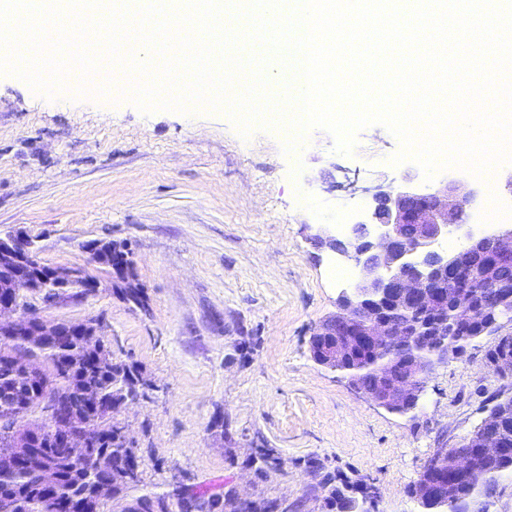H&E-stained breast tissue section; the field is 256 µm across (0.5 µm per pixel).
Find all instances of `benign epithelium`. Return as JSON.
<instances>
[{
  "mask_svg": "<svg viewBox=\"0 0 512 512\" xmlns=\"http://www.w3.org/2000/svg\"><path fill=\"white\" fill-rule=\"evenodd\" d=\"M476 196L475 184L463 175L450 178L432 192L403 184L378 191L366 220L347 224L341 232L322 227L313 237L315 246L351 262L357 270V280L351 289L340 293L336 310L312 334L314 340L332 336L335 343H310L311 356L318 365L334 371L340 361L356 355L362 347L376 348L386 342L415 347L414 354L380 371L371 382L348 378L354 390L391 414L408 415L419 408L432 371L462 354L457 343L460 337L471 334L477 312L481 314L479 334L497 336L493 353L484 356L486 367L501 378L512 377V336L499 333L501 321L512 316V280L498 276L499 267L512 263V226L492 235L470 233L467 245L456 252L436 248L449 228L466 223V207ZM407 224L414 229L409 237L403 232ZM28 237L23 231L0 237V271L9 277L7 285L0 289V339L8 341L47 331L62 340L81 336L87 345L95 342V337L103 332L102 323L93 326L83 320L51 325L34 318L31 308L16 304L14 291L24 293L35 287L32 270L42 263L40 248L30 249L26 244ZM104 244L106 241L94 239L81 244V249L90 255L91 262L106 270L109 282H116L126 273L125 257L112 254V247L106 248ZM475 261L484 263V269L494 275L491 292L459 305L450 317L447 286L455 283L461 269ZM50 280L55 288H68L73 281L80 280L81 292L86 297L101 288L99 278L83 266H53ZM402 302L422 318L420 325L398 326L391 320L390 312ZM8 366L12 384L4 397L22 411L8 429L10 447L0 451V464H13L25 457L30 430L28 414L33 411L44 432L61 447L85 448L93 437L105 432L65 408L52 391L39 403H28V381L46 374L39 360L12 352ZM82 396L87 408L100 417L110 418L128 447L137 448V439L122 413L140 401L141 396H130L112 406L91 391L83 392ZM500 426L501 415L490 410L466 438V445L473 452L436 449L427 465L423 491L431 497L448 499L455 496L461 481L480 486L491 484L490 473L480 467L479 460H493L503 454ZM254 493L255 483L251 480L233 487L232 499L224 502V512H241ZM153 512L197 509L187 499L171 506L160 499Z\"/></svg>",
  "mask_w": 512,
  "mask_h": 512,
  "instance_id": "7a95c632",
  "label": "benign epithelium"
}]
</instances>
